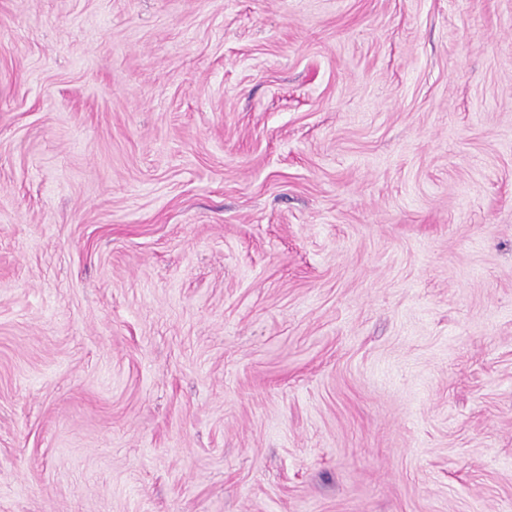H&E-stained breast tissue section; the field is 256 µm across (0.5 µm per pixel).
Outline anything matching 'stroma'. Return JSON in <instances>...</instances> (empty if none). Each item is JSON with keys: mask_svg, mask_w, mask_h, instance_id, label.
<instances>
[{"mask_svg": "<svg viewBox=\"0 0 512 512\" xmlns=\"http://www.w3.org/2000/svg\"><path fill=\"white\" fill-rule=\"evenodd\" d=\"M0 512H512V0H0Z\"/></svg>", "mask_w": 512, "mask_h": 512, "instance_id": "1", "label": "stroma"}]
</instances>
